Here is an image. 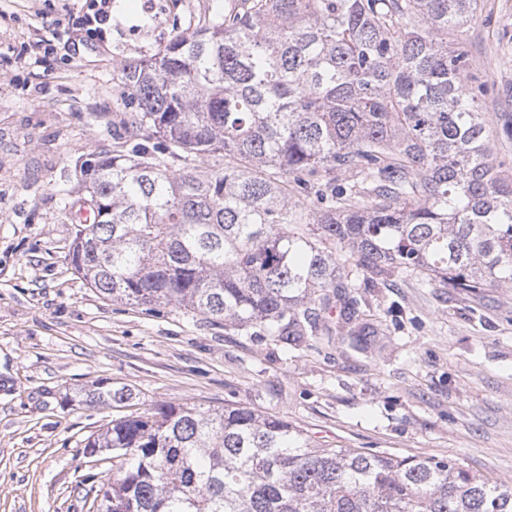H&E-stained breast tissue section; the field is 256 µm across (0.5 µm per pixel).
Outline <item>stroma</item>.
<instances>
[{
  "mask_svg": "<svg viewBox=\"0 0 512 512\" xmlns=\"http://www.w3.org/2000/svg\"><path fill=\"white\" fill-rule=\"evenodd\" d=\"M224 0H112L104 37L73 35L82 0H0V512H87V438L114 410L98 383L152 403L246 405L287 420L316 448L451 460L512 486V288H424L354 279L351 345L339 310L289 350L161 305L102 298L72 266L79 220L61 189L77 158L121 147L128 62L155 54ZM57 22L54 50L37 49ZM493 154L512 173V0H482L455 32ZM139 395L129 386H112L109 383H99L95 389L86 394L85 402L90 404L112 405V408L124 407L135 400Z\"/></svg>",
  "mask_w": 512,
  "mask_h": 512,
  "instance_id": "1",
  "label": "stroma"
}]
</instances>
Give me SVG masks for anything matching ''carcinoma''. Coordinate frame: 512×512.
<instances>
[{
	"label": "carcinoma",
	"mask_w": 512,
	"mask_h": 512,
	"mask_svg": "<svg viewBox=\"0 0 512 512\" xmlns=\"http://www.w3.org/2000/svg\"><path fill=\"white\" fill-rule=\"evenodd\" d=\"M479 0H224L124 66L142 142L80 159L71 254L105 299L164 303L283 348L315 335L340 249L367 285L512 288V179L492 158L468 54ZM100 383L90 404L124 407ZM95 512H512V487L449 461L313 448L247 406L154 403L84 455Z\"/></svg>",
	"instance_id": "cac0c4a2"
}]
</instances>
